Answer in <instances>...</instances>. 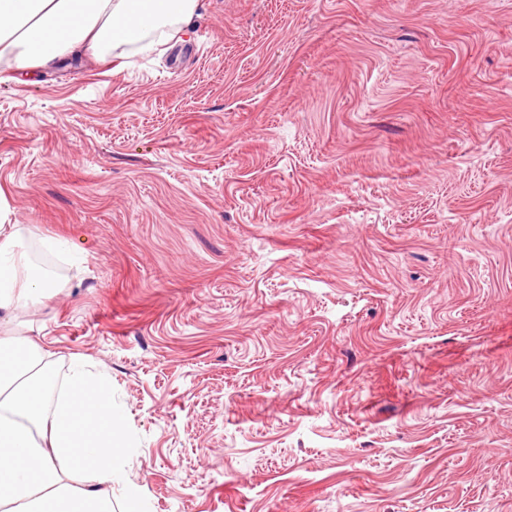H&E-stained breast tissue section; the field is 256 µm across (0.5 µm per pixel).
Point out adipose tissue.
Wrapping results in <instances>:
<instances>
[{"label":"adipose tissue","instance_id":"adipose-tissue-1","mask_svg":"<svg viewBox=\"0 0 512 512\" xmlns=\"http://www.w3.org/2000/svg\"><path fill=\"white\" fill-rule=\"evenodd\" d=\"M200 0H0V71L11 79L112 53L151 55L177 38ZM32 229L0 223V326L56 288L19 244ZM53 354L0 337V512H112L129 440L112 385L74 361L63 391Z\"/></svg>","mask_w":512,"mask_h":512}]
</instances>
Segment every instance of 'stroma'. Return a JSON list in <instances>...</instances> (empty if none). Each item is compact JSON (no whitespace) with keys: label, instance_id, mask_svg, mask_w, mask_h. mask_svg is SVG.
<instances>
[{"label":"stroma","instance_id":"35a3bbf8","mask_svg":"<svg viewBox=\"0 0 512 512\" xmlns=\"http://www.w3.org/2000/svg\"><path fill=\"white\" fill-rule=\"evenodd\" d=\"M184 34L0 83L7 221L62 284L13 333L111 376L114 512H512V0Z\"/></svg>","mask_w":512,"mask_h":512}]
</instances>
